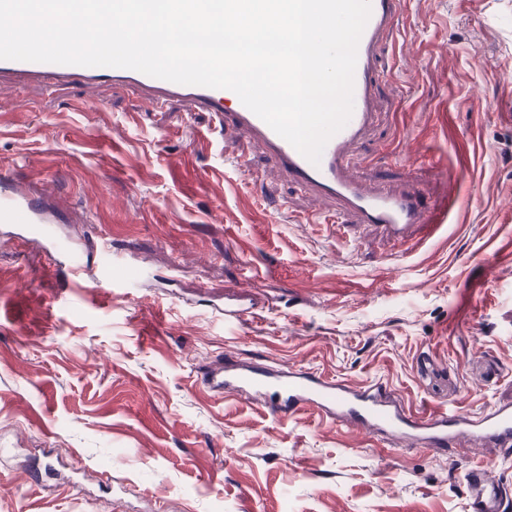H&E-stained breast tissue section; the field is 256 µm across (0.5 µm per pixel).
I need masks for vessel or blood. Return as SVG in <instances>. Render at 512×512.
I'll return each mask as SVG.
<instances>
[{
  "label": "vessel or blood",
  "mask_w": 512,
  "mask_h": 512,
  "mask_svg": "<svg viewBox=\"0 0 512 512\" xmlns=\"http://www.w3.org/2000/svg\"><path fill=\"white\" fill-rule=\"evenodd\" d=\"M405 0H371V15L357 48L353 113L346 126L326 144L319 164H312L246 108L228 89L181 85L141 72L112 68L0 60V85L24 84L55 92L79 83L88 89L111 86L147 105L146 120L165 133V111L176 102L190 112H205L214 130L234 129L253 147L268 156L304 193L327 202L325 222L378 227L391 240L404 244L415 235L432 236L447 223V203H426L412 188L395 189L374 175H364L352 164L355 148L376 118V90L385 71L381 52L393 38ZM61 216L52 203L36 195L11 173L0 172V241L17 248L39 241L50 256L49 279L67 288L81 287L86 301L101 289L122 284L106 259L109 244H100L96 255L76 247L60 230ZM202 383L220 394L256 397L274 418H290L302 408L318 411L332 422L380 432L396 448H448L460 439H479L496 448L503 459L512 458V400L501 401L478 413L455 406L410 413L387 384L373 381L354 387L321 374L293 367L272 369L263 363L243 362L226 356L207 365ZM468 512H512V500L495 480L490 467L474 464L463 476Z\"/></svg>",
  "instance_id": "1"
}]
</instances>
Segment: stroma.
I'll list each match as a JSON object with an SVG mask.
<instances>
[{
    "label": "stroma",
    "instance_id": "1",
    "mask_svg": "<svg viewBox=\"0 0 512 512\" xmlns=\"http://www.w3.org/2000/svg\"><path fill=\"white\" fill-rule=\"evenodd\" d=\"M360 168L457 198L433 238L304 223L313 203L207 113L158 135L135 97L0 86V170L108 240L126 286L87 304L37 246L0 243V512H468L466 441L393 450L306 409L285 421L199 379L208 360L381 379L411 412L512 398V0H407ZM247 166H237L238 157ZM257 304L225 322V291ZM41 481L28 470L44 458Z\"/></svg>",
    "mask_w": 512,
    "mask_h": 512
}]
</instances>
